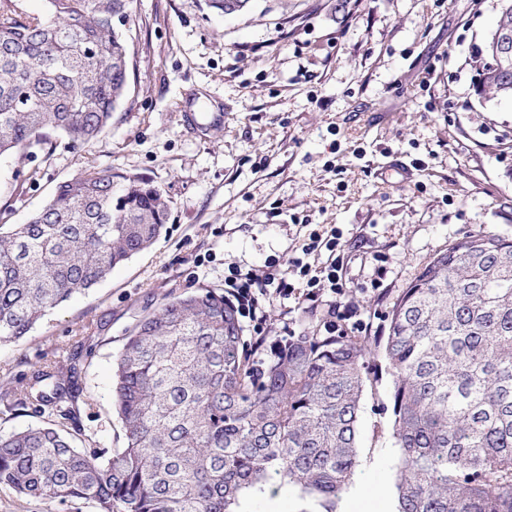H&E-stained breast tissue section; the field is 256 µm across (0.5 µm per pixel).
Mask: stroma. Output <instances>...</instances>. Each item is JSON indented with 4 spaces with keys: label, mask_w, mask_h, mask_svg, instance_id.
<instances>
[{
    "label": "stroma",
    "mask_w": 512,
    "mask_h": 512,
    "mask_svg": "<svg viewBox=\"0 0 512 512\" xmlns=\"http://www.w3.org/2000/svg\"><path fill=\"white\" fill-rule=\"evenodd\" d=\"M250 0L224 15L206 0H134L124 29L126 94L89 145L50 144L0 156V210L14 224L58 183L89 171L137 174L165 193L167 230L94 288L54 309L23 341L0 345V435L45 424L12 392L42 357L64 360L87 337L81 382L86 431L120 448L113 365L128 329L172 292L225 291L230 269L311 268L310 234L341 233L345 301L358 305L362 337L387 333L386 317L424 266L465 236L512 238V99L478 96L475 56L501 0ZM216 110L223 122L184 123ZM384 278H376L377 266ZM261 325L244 335L269 347L287 333L322 328L325 305L268 290ZM362 398L358 462L338 503L383 490L396 507L399 451L387 407L392 376ZM241 512H322L278 481L248 492ZM0 512H95L0 490Z\"/></svg>",
    "instance_id": "obj_1"
}]
</instances>
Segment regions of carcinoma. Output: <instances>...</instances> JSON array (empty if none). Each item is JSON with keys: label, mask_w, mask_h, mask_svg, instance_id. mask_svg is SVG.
I'll return each mask as SVG.
<instances>
[{"label": "carcinoma", "mask_w": 512, "mask_h": 512, "mask_svg": "<svg viewBox=\"0 0 512 512\" xmlns=\"http://www.w3.org/2000/svg\"><path fill=\"white\" fill-rule=\"evenodd\" d=\"M133 0H47L0 11V155L90 144L124 97L128 54L112 17ZM484 99L512 97V0L481 50ZM163 190L137 175L60 183L25 224H0V342L103 281L166 231ZM378 340L393 377L396 512H512V239L480 231L434 257ZM237 307L213 288L171 294L128 330L113 401L125 447L76 446L78 368L34 366L20 404L58 420L0 435V488L96 512H236L268 479L336 512L358 457L364 341L302 334L262 368Z\"/></svg>", "instance_id": "carcinoma-1"}]
</instances>
